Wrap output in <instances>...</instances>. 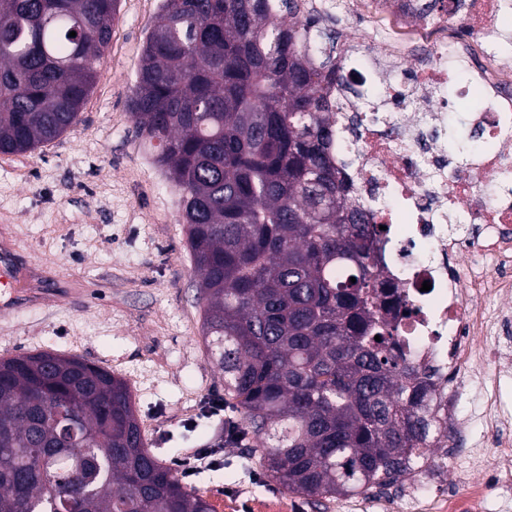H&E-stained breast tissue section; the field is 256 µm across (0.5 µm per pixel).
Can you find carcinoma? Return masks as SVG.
Wrapping results in <instances>:
<instances>
[{
	"instance_id": "carcinoma-1",
	"label": "carcinoma",
	"mask_w": 512,
	"mask_h": 512,
	"mask_svg": "<svg viewBox=\"0 0 512 512\" xmlns=\"http://www.w3.org/2000/svg\"><path fill=\"white\" fill-rule=\"evenodd\" d=\"M118 2L0 0L1 154L79 121ZM305 2L163 0L129 110L182 191L224 397L267 477L320 502L401 484L448 427L383 315L387 231L336 164L352 48L336 52ZM139 430L110 371L56 351L0 359V512H212Z\"/></svg>"
}]
</instances>
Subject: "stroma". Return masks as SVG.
Here are the masks:
<instances>
[{
  "instance_id": "stroma-1",
  "label": "stroma",
  "mask_w": 512,
  "mask_h": 512,
  "mask_svg": "<svg viewBox=\"0 0 512 512\" xmlns=\"http://www.w3.org/2000/svg\"><path fill=\"white\" fill-rule=\"evenodd\" d=\"M161 0H120L98 78L79 122L33 152L0 162V239L16 243L40 302L0 321L10 355L54 350L102 366L128 384L145 444L170 464L184 448L218 449L219 465L187 486L214 512H416L398 491L315 506L270 482L248 442L229 443L213 401L224 379L201 338L202 303L179 219L182 193L139 137L128 108ZM94 282L87 302L57 303V284ZM457 408L485 444L484 387L460 376ZM438 494H465L492 455L450 437Z\"/></svg>"
}]
</instances>
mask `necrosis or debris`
I'll use <instances>...</instances> for the list:
<instances>
[{
  "label": "necrosis or debris",
  "instance_id": "necrosis-or-debris-1",
  "mask_svg": "<svg viewBox=\"0 0 512 512\" xmlns=\"http://www.w3.org/2000/svg\"><path fill=\"white\" fill-rule=\"evenodd\" d=\"M350 5L369 16L377 54L353 62L367 74L339 106L336 157L354 155L346 173L357 195L373 223L394 229L378 257L393 284L389 297L400 304L401 351L431 384V415L461 436L469 423L449 375L474 373L479 336L493 337L495 360L512 359V336L500 334L512 314L476 305L512 295V41L501 26L512 0H444L425 16L415 0ZM461 111L480 134L465 167L442 141ZM487 409L496 458L488 478L510 487L512 414L496 393ZM439 478L431 452L407 476L418 512H482L478 489L463 506L431 498Z\"/></svg>",
  "mask_w": 512,
  "mask_h": 512
}]
</instances>
